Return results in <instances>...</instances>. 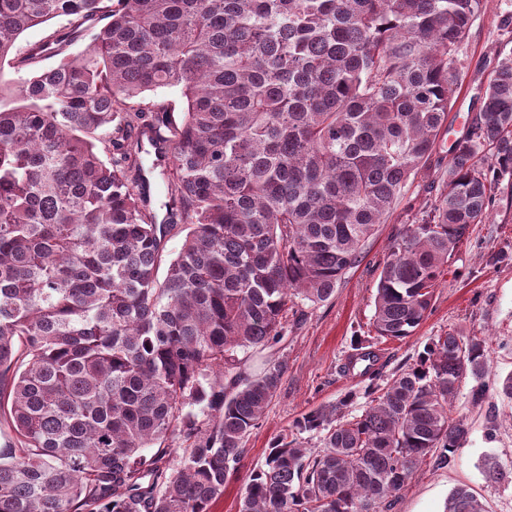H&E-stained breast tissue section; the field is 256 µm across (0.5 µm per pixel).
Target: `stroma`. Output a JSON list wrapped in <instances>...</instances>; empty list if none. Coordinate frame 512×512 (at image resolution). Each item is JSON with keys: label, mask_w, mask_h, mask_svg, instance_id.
Returning <instances> with one entry per match:
<instances>
[{"label": "stroma", "mask_w": 512, "mask_h": 512, "mask_svg": "<svg viewBox=\"0 0 512 512\" xmlns=\"http://www.w3.org/2000/svg\"><path fill=\"white\" fill-rule=\"evenodd\" d=\"M461 49L468 69L459 97L448 116V131L430 159L431 176L408 186L404 199L365 245L364 257L349 271L335 296L303 316L289 318L288 331L265 353L253 355V369L265 357H282L287 363L281 387L258 427L245 445L237 471L224 486V494L211 512H239L240 492L251 471L260 466L274 438L284 433L311 409L353 395V412H361L366 377L347 370L356 345L372 348L384 377L415 362L430 338L451 330L479 336L487 343L483 379L492 384L512 373V182L495 191L490 215L472 225L459 244L440 280L431 313L411 336L378 341L371 327L374 293L388 250L406 223L427 210L439 190L437 172L448 165L450 145L466 132L478 99L502 50H512V0H484ZM476 381L465 377L451 407L452 417L465 421L469 435L454 454L451 465L439 468L423 463L383 512H444L451 490L469 486L487 512H512V480L488 481L483 461L492 456L502 468L512 470V400L497 395L473 404Z\"/></svg>", "instance_id": "1"}]
</instances>
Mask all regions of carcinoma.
Segmentation results:
<instances>
[{"label": "carcinoma", "mask_w": 512, "mask_h": 512, "mask_svg": "<svg viewBox=\"0 0 512 512\" xmlns=\"http://www.w3.org/2000/svg\"><path fill=\"white\" fill-rule=\"evenodd\" d=\"M483 0H0V512H210L286 361L238 353L331 299L447 131ZM85 52L69 38L98 22ZM60 57L39 68L44 52ZM180 89L179 115L158 88ZM163 143L166 216L147 203ZM430 209L393 241L372 325L425 320L459 242L512 180V52L449 148ZM183 236L177 254L169 239ZM164 276H159L160 268ZM485 339L455 331L279 435L239 512H380L422 462H451L459 385L489 388ZM321 434L311 448L301 434ZM179 441L169 448L165 442ZM446 512H486L466 486ZM65 20L56 19L50 21L48 24L29 29L25 31L18 39L16 44V56H22L28 48L35 44H39L44 40V38L50 33L62 29V26L65 25Z\"/></svg>", "instance_id": "carcinoma-1"}]
</instances>
